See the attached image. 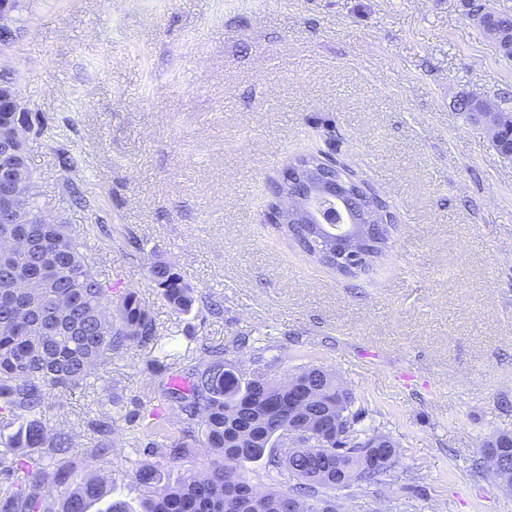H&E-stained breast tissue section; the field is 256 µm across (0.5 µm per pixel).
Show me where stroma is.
I'll return each mask as SVG.
<instances>
[{"label": "stroma", "instance_id": "1", "mask_svg": "<svg viewBox=\"0 0 512 512\" xmlns=\"http://www.w3.org/2000/svg\"><path fill=\"white\" fill-rule=\"evenodd\" d=\"M25 4L0 74L41 123L29 157L42 200L85 234L99 271L138 290L173 347L246 336L278 378L335 372L360 427L399 445L381 512H512V493L476 468L483 442L512 430V159L456 108L469 92L512 113V58L468 0ZM317 151L398 218L357 279L263 222L288 159ZM70 183L87 208L67 204ZM159 258L222 317L174 312L147 279ZM171 376L133 348L63 397L74 478L135 498L133 440L151 412L192 449L173 475L205 470L201 438L165 397ZM102 395L117 421L107 456L87 428Z\"/></svg>", "mask_w": 512, "mask_h": 512}]
</instances>
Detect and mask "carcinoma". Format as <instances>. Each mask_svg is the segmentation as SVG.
<instances>
[{
	"mask_svg": "<svg viewBox=\"0 0 512 512\" xmlns=\"http://www.w3.org/2000/svg\"><path fill=\"white\" fill-rule=\"evenodd\" d=\"M481 26L512 29V16L488 13ZM368 203L380 213L379 238L388 240L396 223L392 205L369 191ZM45 204L38 190L26 197L10 224L0 223V239L13 242L0 251V431L7 432L0 470L10 482L0 488V512H339L340 505L328 491L352 488L363 500L372 488L384 483L390 470L388 458L397 457L398 445L376 431L357 428L349 408L352 393L333 375L309 367L289 379L308 392L296 419L312 416L327 430H347L351 442L279 446L277 432L288 422L266 411L265 405L288 393L287 384L257 369L247 373L226 358L229 351L248 348L249 339L237 336L232 348L201 341L197 350L209 357L204 368L186 355L169 353L161 343L158 325L139 292L113 288L112 278L96 269L83 233L54 220L36 224ZM303 253L314 256L311 237L304 227L274 224ZM387 244L374 247L367 266L357 270L336 268L323 256L321 265L347 278L366 275L376 266ZM152 287L178 313H189L197 301L173 265L163 259L148 269ZM156 351L173 361L185 388H167L177 403L189 432L203 434L210 453L208 474L202 478L186 472L173 481L169 469L191 452L184 443L157 441L162 425L148 423L142 434L148 451L167 460L169 468L147 461L135 463L140 495L134 501L112 497V486L88 477L74 488L59 492L70 475L67 454L75 435L48 403L49 395L64 394L88 385L90 376L108 356L130 347ZM102 397V418L92 423L94 433L111 435L115 427ZM268 457L288 468L296 483L288 490L255 491L236 479L228 462L237 464ZM482 467L505 492L512 493V463L496 470L488 455Z\"/></svg>",
	"mask_w": 512,
	"mask_h": 512,
	"instance_id": "cac0c4a2",
	"label": "carcinoma"
}]
</instances>
